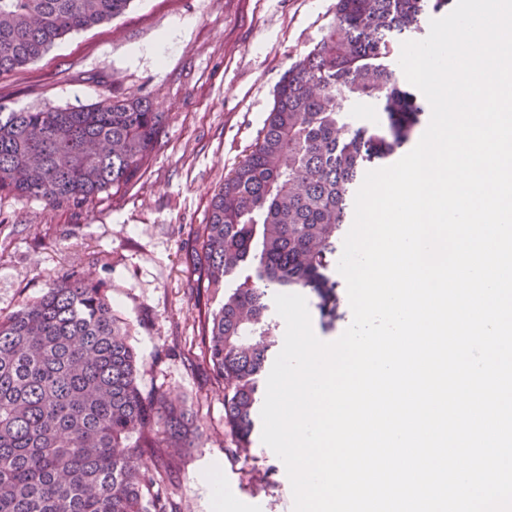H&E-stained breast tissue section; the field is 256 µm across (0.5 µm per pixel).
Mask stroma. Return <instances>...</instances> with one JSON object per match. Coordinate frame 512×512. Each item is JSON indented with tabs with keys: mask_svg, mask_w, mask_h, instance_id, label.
I'll use <instances>...</instances> for the list:
<instances>
[{
	"mask_svg": "<svg viewBox=\"0 0 512 512\" xmlns=\"http://www.w3.org/2000/svg\"><path fill=\"white\" fill-rule=\"evenodd\" d=\"M335 21L336 0H131L111 21L0 75V102L14 108L136 95L165 116L151 162L121 190L84 205L0 195V314L39 299L54 276L105 284L143 361L140 387L194 412L198 438L172 488L181 512H212L201 475L215 466L238 512H293L286 471L260 434L245 458L224 455V391L199 365L198 324L223 299L192 291L184 243L249 153L285 71Z\"/></svg>",
	"mask_w": 512,
	"mask_h": 512,
	"instance_id": "obj_1",
	"label": "stroma"
}]
</instances>
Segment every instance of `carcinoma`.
<instances>
[{
    "mask_svg": "<svg viewBox=\"0 0 512 512\" xmlns=\"http://www.w3.org/2000/svg\"><path fill=\"white\" fill-rule=\"evenodd\" d=\"M131 0H0V75L68 34L122 14ZM453 0H336V22L283 75L251 150L211 200L191 252L194 285L214 294L200 321L203 361L224 386L230 460L255 430L259 382L279 343L268 289L313 292L324 325L339 298L328 277L370 164L410 140L423 104L399 85L392 58ZM381 120L353 127L357 100ZM163 124L143 98L90 108L0 103V194L87 204L125 187ZM143 362L112 314L104 284L51 279L38 300L0 315V512H177L159 489L193 446L189 409L144 392Z\"/></svg>",
    "mask_w": 512,
    "mask_h": 512,
    "instance_id": "1",
    "label": "carcinoma"
}]
</instances>
